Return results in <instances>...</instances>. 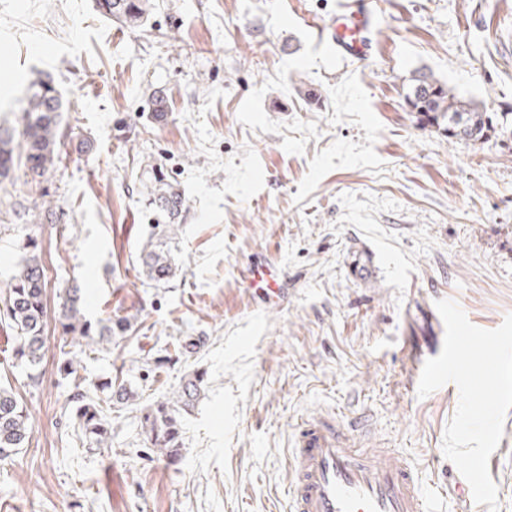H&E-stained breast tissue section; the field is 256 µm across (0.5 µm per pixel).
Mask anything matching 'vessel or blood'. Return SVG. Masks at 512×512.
Here are the masks:
<instances>
[{"instance_id": "b4317fda", "label": "vessel or blood", "mask_w": 512, "mask_h": 512, "mask_svg": "<svg viewBox=\"0 0 512 512\" xmlns=\"http://www.w3.org/2000/svg\"><path fill=\"white\" fill-rule=\"evenodd\" d=\"M374 22L368 0H354L336 18L330 41L360 57ZM331 421L314 419L296 430L289 456L290 512H431L418 472L386 448L356 449Z\"/></svg>"}]
</instances>
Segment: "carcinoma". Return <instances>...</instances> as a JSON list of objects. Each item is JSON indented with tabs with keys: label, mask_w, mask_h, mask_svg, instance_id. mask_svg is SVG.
<instances>
[{
	"label": "carcinoma",
	"mask_w": 512,
	"mask_h": 512,
	"mask_svg": "<svg viewBox=\"0 0 512 512\" xmlns=\"http://www.w3.org/2000/svg\"><path fill=\"white\" fill-rule=\"evenodd\" d=\"M99 10L122 26L136 29L150 12L149 0H97ZM406 106L417 119L436 126L457 142H478L490 136L509 135L512 139V112H496L490 116L471 101H465L448 89L432 73L418 71L411 79L405 95ZM63 97L48 79H38L30 86L27 105L20 121L13 126L0 123V183L13 180L16 169H23L30 183H41L50 169L61 162L59 145L66 136L61 126ZM149 196L164 218L156 224L161 242L149 245L140 256L142 273L149 282L165 284L176 276L178 267L170 243L175 235L173 222L183 206L180 195L160 180L150 186ZM46 280L35 254L25 255L12 277L3 300V314L18 332L16 356L31 369L43 359L46 308ZM58 326L64 335L79 336L89 344L112 343L132 328L127 318L107 320L92 327L78 305L77 289L69 288L59 305ZM203 374L195 371L182 384L174 402H160L143 416L141 429L156 453L176 462L181 452L182 413L188 412L200 396ZM133 397L126 384L106 380L92 391L78 390L72 396L79 425L98 448L108 447L112 426L107 412L115 404ZM30 437L28 412L12 389L0 386V461L19 453Z\"/></svg>",
	"instance_id": "carcinoma-1"
}]
</instances>
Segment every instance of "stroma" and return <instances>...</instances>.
I'll return each instance as SVG.
<instances>
[{"label":"stroma","instance_id":"35a3bbf8","mask_svg":"<svg viewBox=\"0 0 512 512\" xmlns=\"http://www.w3.org/2000/svg\"><path fill=\"white\" fill-rule=\"evenodd\" d=\"M151 2L131 30L96 0H0V118L19 117L42 76L68 128L42 184L52 219L0 222V297L32 238L48 310L77 287L91 323L133 320L68 376L72 339L47 323L35 385L0 323V384L32 426L0 463V512H289L295 428L323 415L340 431L362 419L438 512H489L442 452L457 385L417 387L443 346L437 300L483 329L512 313V140L450 142L404 95L424 70L487 111L512 106V0H371L358 62L325 39L351 0ZM152 167L183 201L162 286L139 268L158 221ZM260 262L280 274L277 300L250 285ZM362 265L372 278H356ZM191 336L204 347L181 355ZM195 370L201 399L171 465L140 419ZM115 376L137 398L94 451L71 397ZM503 428L489 472L512 512V409Z\"/></svg>","mask_w":512,"mask_h":512}]
</instances>
